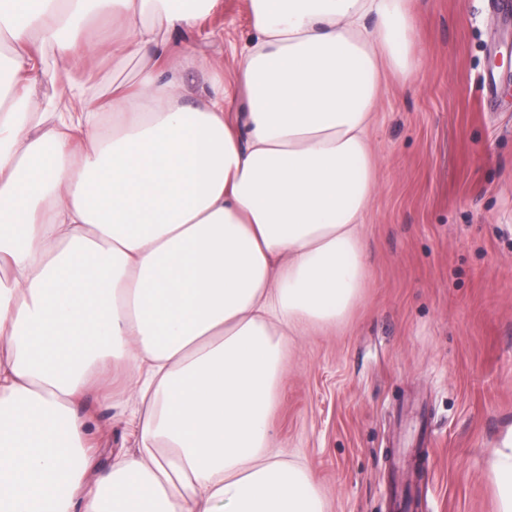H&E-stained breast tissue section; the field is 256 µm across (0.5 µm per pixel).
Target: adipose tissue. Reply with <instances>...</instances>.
<instances>
[{
	"label": "adipose tissue",
	"mask_w": 512,
	"mask_h": 512,
	"mask_svg": "<svg viewBox=\"0 0 512 512\" xmlns=\"http://www.w3.org/2000/svg\"><path fill=\"white\" fill-rule=\"evenodd\" d=\"M232 74L185 103L165 37L216 0H0V512H326L270 446L286 337L342 322L367 280L384 69L412 76L408 0H244ZM138 80L50 99L90 17ZM100 96L97 108L89 97ZM137 452L96 469L76 402L107 364ZM488 469L512 512V428Z\"/></svg>",
	"instance_id": "obj_1"
}]
</instances>
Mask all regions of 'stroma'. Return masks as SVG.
Listing matches in <instances>:
<instances>
[{"label": "stroma", "mask_w": 512, "mask_h": 512, "mask_svg": "<svg viewBox=\"0 0 512 512\" xmlns=\"http://www.w3.org/2000/svg\"><path fill=\"white\" fill-rule=\"evenodd\" d=\"M418 80L383 82L372 142L379 190L363 227L368 277L349 316L285 354L273 445L314 476L327 512H498L487 456L512 427V12L495 0H411ZM251 34L242 0H218L170 35L178 56L232 65ZM88 27L74 75L101 88L139 64L98 51ZM125 373L79 412L96 461L137 448Z\"/></svg>", "instance_id": "35a3bbf8"}]
</instances>
